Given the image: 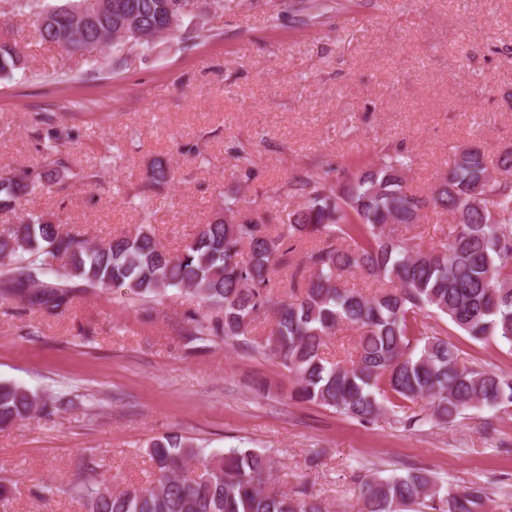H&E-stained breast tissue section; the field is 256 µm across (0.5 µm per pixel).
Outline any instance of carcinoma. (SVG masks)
<instances>
[{"label": "carcinoma", "mask_w": 512, "mask_h": 512, "mask_svg": "<svg viewBox=\"0 0 512 512\" xmlns=\"http://www.w3.org/2000/svg\"><path fill=\"white\" fill-rule=\"evenodd\" d=\"M149 31L148 46L160 36L190 33L176 26L150 30L176 15L182 0H125ZM36 36L74 54L85 36L106 44L120 38L117 15L83 29L43 26ZM23 58L0 43V71L20 68ZM59 132L48 135L45 164L22 176L0 177V206L14 207L46 184L63 181ZM448 172L425 194L406 189L411 157L402 144L387 145L358 162L330 190L326 171L306 168L288 184L298 198L288 223L270 233L265 218L241 215L237 202L200 225L177 255L156 240L150 225L91 243L64 232L51 219L27 216L0 232V297L31 309L58 314L76 294L126 288L137 297L165 296L170 288L207 309L188 317L183 335L204 336L261 350L296 380L295 397L369 423L386 408L396 422L414 428L429 420L451 422L473 408L512 406V375L459 364L458 348L430 330L427 319L444 316L477 341L499 340L512 349V149H503L495 168L478 145L454 148ZM147 179L164 185L170 167L154 162ZM451 216L437 244H409L401 228L420 221L424 211ZM316 238L299 263L289 265L297 239ZM291 267L290 294L276 285ZM361 272L389 286L364 294L346 286ZM271 323L268 336L251 338L253 324ZM358 333L355 355L332 363L323 356L325 338L341 325ZM424 400L430 413L399 411ZM47 409L40 395L0 383V426L32 418ZM156 480L140 488L101 493L95 485H75L86 512H322L303 487L294 494L265 490L273 468L270 455L231 448L201 456L191 439L178 434L148 446ZM197 460L201 472L179 477L177 470ZM362 512H398L425 504L432 512H480L488 495L479 488L445 489L420 470L360 481Z\"/></svg>", "instance_id": "carcinoma-1"}]
</instances>
